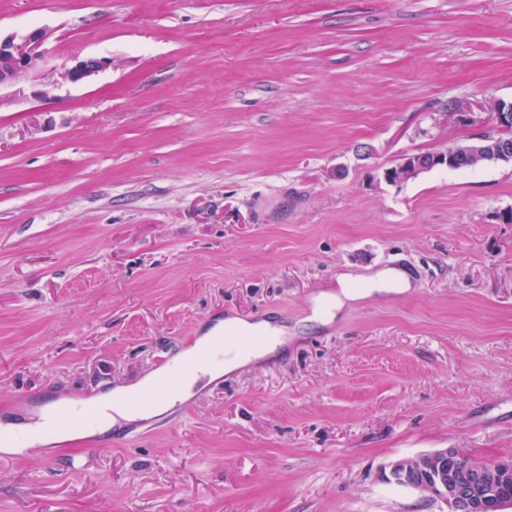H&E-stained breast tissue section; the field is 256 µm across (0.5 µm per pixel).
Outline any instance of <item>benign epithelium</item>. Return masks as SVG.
I'll list each match as a JSON object with an SVG mask.
<instances>
[{
  "label": "benign epithelium",
  "instance_id": "obj_1",
  "mask_svg": "<svg viewBox=\"0 0 512 512\" xmlns=\"http://www.w3.org/2000/svg\"><path fill=\"white\" fill-rule=\"evenodd\" d=\"M49 32L36 28L17 40L0 38V87L12 85L38 69L45 56L44 45ZM112 65L105 58H76L64 78L71 83L86 81ZM498 128H512V100L499 101L494 110ZM482 165L512 159V145L485 133H476L468 141L445 149L412 154L388 168L384 178L391 184L403 183L434 168L458 167L463 160ZM386 479L439 497L448 503L449 512H502L512 506V495L503 490L512 487V460H475L463 467L453 448H443L413 458L399 459L389 466Z\"/></svg>",
  "mask_w": 512,
  "mask_h": 512
}]
</instances>
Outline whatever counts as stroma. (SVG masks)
<instances>
[{
	"mask_svg": "<svg viewBox=\"0 0 512 512\" xmlns=\"http://www.w3.org/2000/svg\"><path fill=\"white\" fill-rule=\"evenodd\" d=\"M36 27L0 87V405L132 385L220 311L290 336L124 445L0 461V512H448L389 465L512 459V161L383 178L494 131L512 0H0ZM48 38L49 32L44 28L32 30L19 41L0 36V87L12 85L38 69ZM111 64L112 61L105 58L78 57L74 60V64L65 71L64 78L72 83L86 81Z\"/></svg>",
	"mask_w": 512,
	"mask_h": 512,
	"instance_id": "1",
	"label": "stroma"
}]
</instances>
